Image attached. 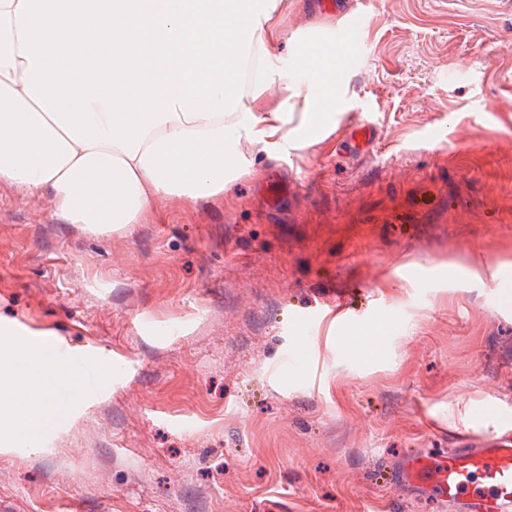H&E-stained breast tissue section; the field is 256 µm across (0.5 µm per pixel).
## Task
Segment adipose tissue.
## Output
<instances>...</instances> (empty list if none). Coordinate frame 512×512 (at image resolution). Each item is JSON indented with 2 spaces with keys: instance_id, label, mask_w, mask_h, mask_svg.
<instances>
[{
  "instance_id": "adipose-tissue-1",
  "label": "adipose tissue",
  "mask_w": 512,
  "mask_h": 512,
  "mask_svg": "<svg viewBox=\"0 0 512 512\" xmlns=\"http://www.w3.org/2000/svg\"><path fill=\"white\" fill-rule=\"evenodd\" d=\"M284 0H0V183L49 195L56 214L105 235L161 196L223 194L248 160L281 158L336 122V74L309 68L286 99ZM301 106H294V99ZM35 356L0 347V441L39 447L62 392L29 394Z\"/></svg>"
}]
</instances>
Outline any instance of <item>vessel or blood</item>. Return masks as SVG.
Masks as SVG:
<instances>
[{
	"label": "vessel or blood",
	"instance_id": "b4317fda",
	"mask_svg": "<svg viewBox=\"0 0 512 512\" xmlns=\"http://www.w3.org/2000/svg\"><path fill=\"white\" fill-rule=\"evenodd\" d=\"M50 351L82 388L99 384V358L70 350L58 341L53 342ZM478 476L489 480L490 488L474 495L470 488ZM389 477L402 486L427 491L440 502L463 505L468 512H512V437L501 442L471 444L448 455L413 457L395 465Z\"/></svg>",
	"mask_w": 512,
	"mask_h": 512
}]
</instances>
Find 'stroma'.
I'll use <instances>...</instances> for the list:
<instances>
[{"instance_id": "1", "label": "stroma", "mask_w": 512, "mask_h": 512, "mask_svg": "<svg viewBox=\"0 0 512 512\" xmlns=\"http://www.w3.org/2000/svg\"><path fill=\"white\" fill-rule=\"evenodd\" d=\"M353 12L361 54L316 41ZM283 28L341 112L281 160L242 142L228 193L99 235L0 183V332L112 363L0 452V512H444L385 473L504 433L512 282L448 271L512 253V0H288Z\"/></svg>"}]
</instances>
